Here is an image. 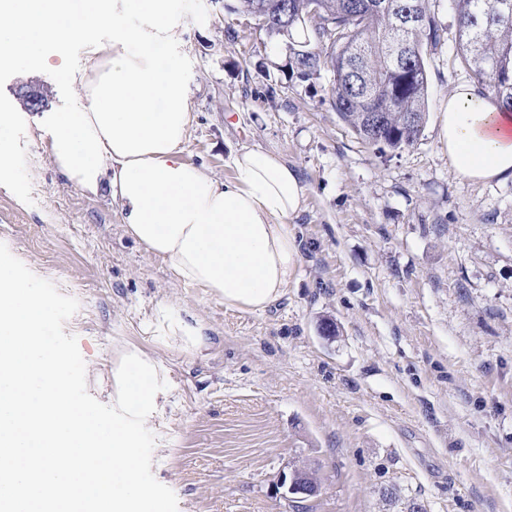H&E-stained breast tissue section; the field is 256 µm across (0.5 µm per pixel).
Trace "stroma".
Segmentation results:
<instances>
[{"instance_id": "1", "label": "stroma", "mask_w": 512, "mask_h": 512, "mask_svg": "<svg viewBox=\"0 0 512 512\" xmlns=\"http://www.w3.org/2000/svg\"><path fill=\"white\" fill-rule=\"evenodd\" d=\"M230 2L175 0L185 30L170 53L193 112L183 156L222 182L244 146L299 172L286 295L246 313L185 285L126 234L117 202L56 170L54 116L79 104L76 41L0 68L13 163L0 242L78 300L64 332L88 388L111 384L130 347L160 363L151 471L178 512H297L279 486L295 465L321 480L309 512H512V179L464 180L439 142L445 101L473 82L455 38L429 54L420 138L382 152L338 117L330 72L292 77L284 43ZM190 315L211 339L196 355L166 333Z\"/></svg>"}]
</instances>
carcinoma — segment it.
Segmentation results:
<instances>
[{
    "mask_svg": "<svg viewBox=\"0 0 512 512\" xmlns=\"http://www.w3.org/2000/svg\"><path fill=\"white\" fill-rule=\"evenodd\" d=\"M234 13L256 19L273 38L287 39L288 66L303 81L331 73V105L362 140L368 113L382 117L381 136L371 145L398 151L416 142L428 102V49L442 42L443 29L429 0H237ZM457 55L481 94L512 112V0H451ZM288 14V33L278 26ZM407 14L422 34L397 28ZM418 39V50L392 61L396 37Z\"/></svg>",
    "mask_w": 512,
    "mask_h": 512,
    "instance_id": "1",
    "label": "carcinoma"
}]
</instances>
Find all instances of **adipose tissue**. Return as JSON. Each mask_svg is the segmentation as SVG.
<instances>
[{"label":"adipose tissue","instance_id":"1","mask_svg":"<svg viewBox=\"0 0 512 512\" xmlns=\"http://www.w3.org/2000/svg\"><path fill=\"white\" fill-rule=\"evenodd\" d=\"M126 10L141 16L139 29L121 22ZM106 22L112 41L102 44L96 33ZM184 29L171 0H0V64L81 40L82 106L56 115L52 163L91 195L109 191L126 233L178 279L225 306L261 312L285 295L298 268L287 219L301 211L305 187L297 170L260 149L233 152L234 176L224 182L183 160L189 91L177 61L160 63L157 49L180 43ZM438 130L463 179L512 177V113L462 87L445 102Z\"/></svg>","mask_w":512,"mask_h":512}]
</instances>
